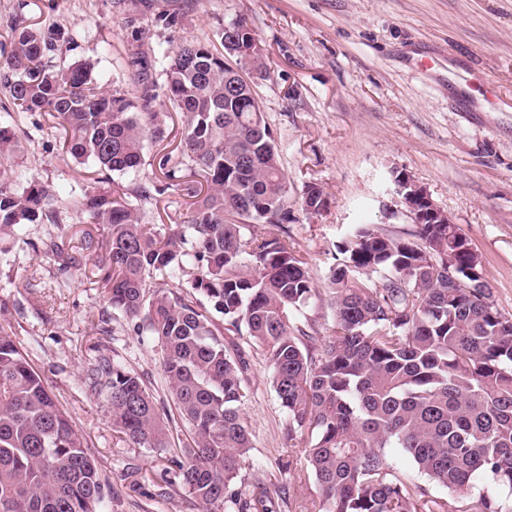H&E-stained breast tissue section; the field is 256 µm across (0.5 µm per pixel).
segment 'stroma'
<instances>
[{
    "label": "stroma",
    "mask_w": 512,
    "mask_h": 512,
    "mask_svg": "<svg viewBox=\"0 0 512 512\" xmlns=\"http://www.w3.org/2000/svg\"><path fill=\"white\" fill-rule=\"evenodd\" d=\"M177 16L167 26L162 16ZM243 21L259 39L266 77H253L257 100L288 174V221L255 224L280 234L323 284L336 242L356 224L396 237L416 226L397 202L393 170H405L459 224L479 254L492 300L512 315V0H0V42L15 25L63 32L54 63L89 60L101 82L134 94L129 61L148 53L164 85L166 58L185 42L220 47L225 26ZM0 126L24 150L9 163L16 187L30 178L76 195L110 172L67 155L45 113L14 109L0 91ZM181 120L168 110L164 139L148 143L142 165L123 175L135 187L162 180L163 154H180ZM320 185L328 207L302 208L305 185ZM11 261L0 274V325L16 339L87 440L112 489L102 512H202L181 486H165L164 452L130 448L112 430L103 396L83 383L90 348L142 377L174 437L189 430L170 395L156 343L130 332L124 318L102 335L97 270L83 259L56 284L52 259L0 235ZM224 345L248 363L242 407L253 448L234 486L246 499L267 492L279 512H319L313 477L297 463L303 439L288 441L287 415L272 387L265 350L225 332Z\"/></svg>",
    "instance_id": "1"
}]
</instances>
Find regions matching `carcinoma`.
<instances>
[{
  "mask_svg": "<svg viewBox=\"0 0 512 512\" xmlns=\"http://www.w3.org/2000/svg\"><path fill=\"white\" fill-rule=\"evenodd\" d=\"M230 30L221 37L226 50L255 40L243 22ZM53 41L23 27L0 47V86L11 103L54 118L73 158L119 175L137 169L147 143L163 137L151 60L131 57V98L104 89L89 61L46 62ZM165 75L164 96L184 121L181 159L161 157L162 186L130 193L114 181L63 196L35 178L15 188L0 170V233L51 255L63 277L82 254L95 259L112 315L160 346L193 437L172 447L141 377L97 344L84 381L105 396L113 431L130 448L169 451L170 484L206 512H277L262 496L229 493L252 445L241 413L247 365L224 347L220 316L267 352L288 439L310 436L305 467L322 512H507L476 481L512 492V316L495 307L460 225L419 224L411 238L354 226L325 280L336 330L311 350L300 319L317 293L307 263L277 236L245 234L253 224L288 222V176L258 101L204 44L178 46ZM16 147L1 128L0 157ZM170 190L192 199L186 212L172 224H145L133 199ZM302 205L321 214L323 189L306 185ZM69 212L95 226L82 231L76 252ZM33 227L43 229L37 243ZM397 450L426 483L399 474ZM431 484L452 499L433 495ZM105 487L85 438L14 334L0 328V512H100Z\"/></svg>",
  "mask_w": 512,
  "mask_h": 512,
  "instance_id": "obj_1",
  "label": "carcinoma"
}]
</instances>
